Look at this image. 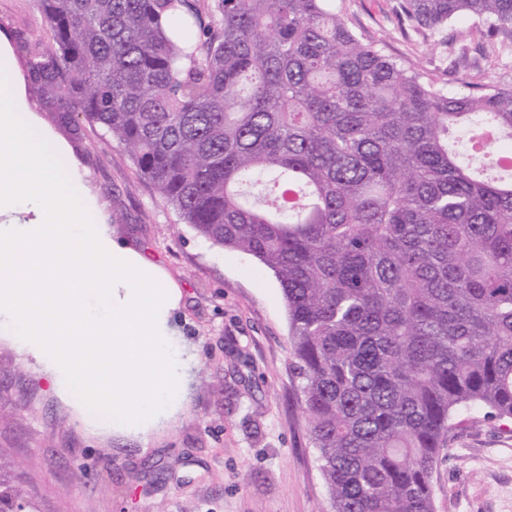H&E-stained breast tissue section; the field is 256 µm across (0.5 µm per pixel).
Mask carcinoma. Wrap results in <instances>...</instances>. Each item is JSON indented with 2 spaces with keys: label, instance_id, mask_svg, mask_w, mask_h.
<instances>
[{
  "label": "carcinoma",
  "instance_id": "1",
  "mask_svg": "<svg viewBox=\"0 0 512 512\" xmlns=\"http://www.w3.org/2000/svg\"><path fill=\"white\" fill-rule=\"evenodd\" d=\"M43 111L83 117L181 220L278 279L329 512H435L463 413L512 420V87L384 53L335 0H36ZM471 17L512 0H399ZM37 512L0 463V512Z\"/></svg>",
  "mask_w": 512,
  "mask_h": 512
}]
</instances>
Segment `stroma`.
I'll list each match as a JSON object with an SVG mask.
<instances>
[{
  "mask_svg": "<svg viewBox=\"0 0 512 512\" xmlns=\"http://www.w3.org/2000/svg\"><path fill=\"white\" fill-rule=\"evenodd\" d=\"M397 0H336L353 29L448 91L491 78L512 87V53L485 56L469 17L423 33ZM49 41L35 0H0V43ZM39 115L68 146L99 204L95 220L142 250L181 291L172 325L192 353L183 408L149 436L93 435L51 389L41 364L0 335V457L40 512H326L328 498L294 371L279 282L258 260L211 246L159 197L98 127ZM436 512H512V423L465 415L431 473Z\"/></svg>",
  "mask_w": 512,
  "mask_h": 512,
  "instance_id": "stroma-1",
  "label": "stroma"
}]
</instances>
